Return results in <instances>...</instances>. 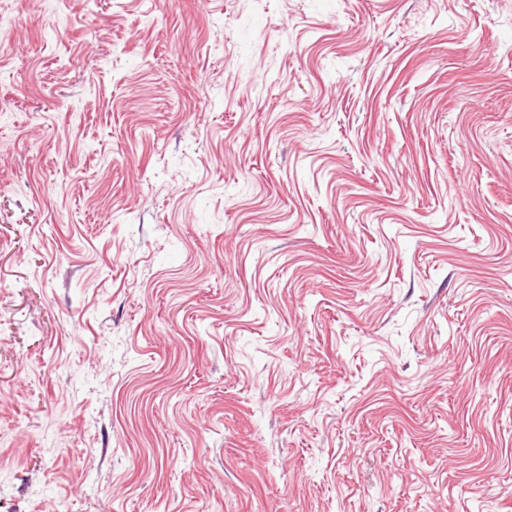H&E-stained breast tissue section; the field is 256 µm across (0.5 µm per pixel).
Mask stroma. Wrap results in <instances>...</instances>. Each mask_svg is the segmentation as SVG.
<instances>
[{"instance_id": "obj_1", "label": "stroma", "mask_w": 512, "mask_h": 512, "mask_svg": "<svg viewBox=\"0 0 512 512\" xmlns=\"http://www.w3.org/2000/svg\"><path fill=\"white\" fill-rule=\"evenodd\" d=\"M0 512H512V0H0Z\"/></svg>"}]
</instances>
